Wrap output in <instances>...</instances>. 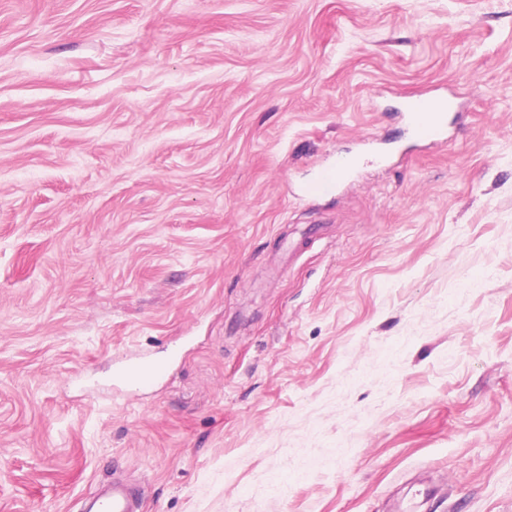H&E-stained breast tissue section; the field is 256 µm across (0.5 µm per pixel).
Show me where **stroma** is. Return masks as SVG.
Wrapping results in <instances>:
<instances>
[{
    "instance_id": "1",
    "label": "stroma",
    "mask_w": 512,
    "mask_h": 512,
    "mask_svg": "<svg viewBox=\"0 0 512 512\" xmlns=\"http://www.w3.org/2000/svg\"><path fill=\"white\" fill-rule=\"evenodd\" d=\"M115 479L512 512V0H0V512ZM450 97L414 96L403 101L401 116L412 137L422 142H434L439 138L442 125L440 112L447 104L448 109L454 104ZM356 165L355 158H337L335 167L324 168L304 186L303 196L315 198L335 192Z\"/></svg>"
}]
</instances>
